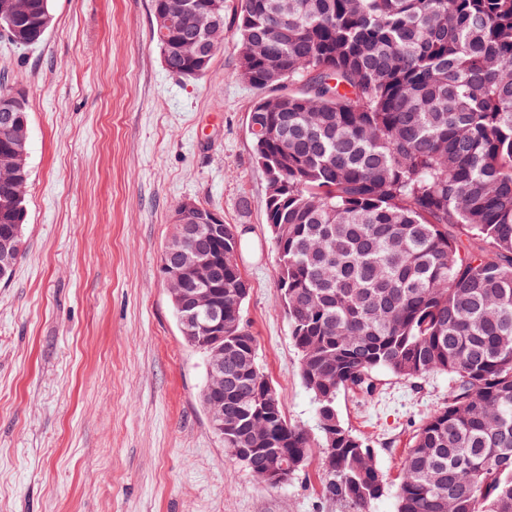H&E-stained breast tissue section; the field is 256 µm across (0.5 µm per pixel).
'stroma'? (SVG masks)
Masks as SVG:
<instances>
[{"instance_id": "obj_1", "label": "stroma", "mask_w": 512, "mask_h": 512, "mask_svg": "<svg viewBox=\"0 0 512 512\" xmlns=\"http://www.w3.org/2000/svg\"><path fill=\"white\" fill-rule=\"evenodd\" d=\"M32 47L0 36V87L28 105L24 256L0 284V512H351L310 459L258 480L213 432L207 361L182 339L162 249L181 202L249 227L244 319L288 422L317 434L316 404L275 287L266 181L252 152L256 89L237 76L238 31L201 79L169 73L151 0H51ZM379 396L336 398L372 448L395 512L404 451L448 379L378 370Z\"/></svg>"}]
</instances>
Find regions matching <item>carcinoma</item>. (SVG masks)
Instances as JSON below:
<instances>
[{
  "label": "carcinoma",
  "mask_w": 512,
  "mask_h": 512,
  "mask_svg": "<svg viewBox=\"0 0 512 512\" xmlns=\"http://www.w3.org/2000/svg\"><path fill=\"white\" fill-rule=\"evenodd\" d=\"M28 44L52 23L49 0H17ZM166 39L190 38L207 65L163 57L200 78L221 46L185 8ZM224 20L227 0H193ZM238 77L261 92L249 113L266 178L277 288L300 375L314 395L320 439L288 423L243 320L240 269L247 232L204 224L188 244L224 259V335L204 336L176 314L204 357L224 349V383L204 387L206 410L236 427L224 447L263 479L270 454L288 477L323 449L325 495L370 512L385 492L372 449L341 422L336 397L373 395V372L408 381L443 374L445 402L414 431L396 512H512V0H237ZM0 268L24 254L29 129L5 130L0 150Z\"/></svg>",
  "instance_id": "1"
}]
</instances>
